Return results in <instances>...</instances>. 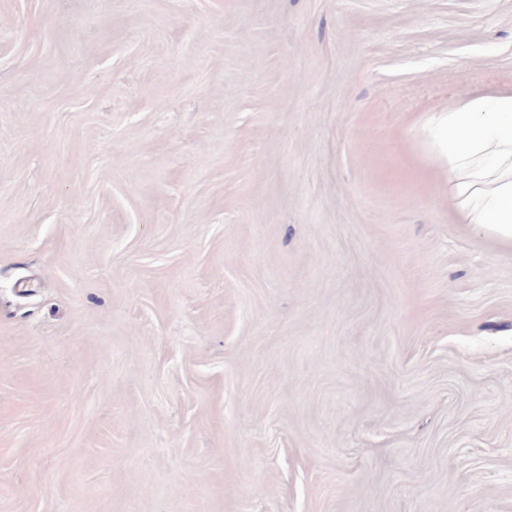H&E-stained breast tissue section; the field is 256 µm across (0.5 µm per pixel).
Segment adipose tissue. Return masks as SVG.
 Here are the masks:
<instances>
[{
    "label": "adipose tissue",
    "mask_w": 512,
    "mask_h": 512,
    "mask_svg": "<svg viewBox=\"0 0 512 512\" xmlns=\"http://www.w3.org/2000/svg\"><path fill=\"white\" fill-rule=\"evenodd\" d=\"M431 122L444 137L460 223L482 225L512 246V87L472 91Z\"/></svg>",
    "instance_id": "adipose-tissue-1"
}]
</instances>
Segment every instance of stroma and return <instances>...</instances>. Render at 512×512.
<instances>
[{"mask_svg": "<svg viewBox=\"0 0 512 512\" xmlns=\"http://www.w3.org/2000/svg\"><path fill=\"white\" fill-rule=\"evenodd\" d=\"M512 0H0V512H512V248L424 120Z\"/></svg>", "mask_w": 512, "mask_h": 512, "instance_id": "obj_1", "label": "stroma"}]
</instances>
